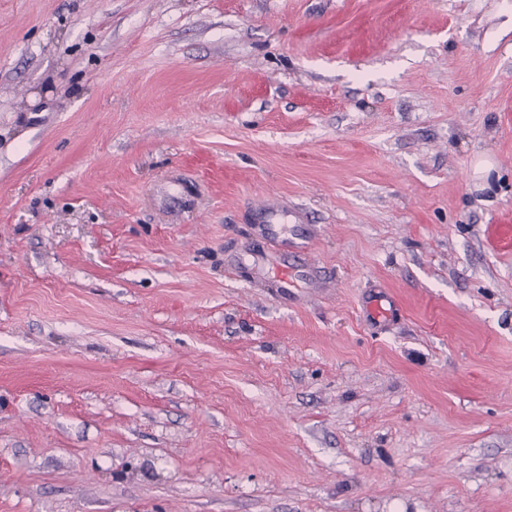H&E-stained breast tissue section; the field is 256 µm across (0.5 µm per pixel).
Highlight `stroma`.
Returning <instances> with one entry per match:
<instances>
[{
  "mask_svg": "<svg viewBox=\"0 0 512 512\" xmlns=\"http://www.w3.org/2000/svg\"><path fill=\"white\" fill-rule=\"evenodd\" d=\"M0 512H512V0H0ZM265 213V224H259V226L255 228V232H257L258 235H260L266 241L277 242L279 238L278 228L282 224L281 219L285 213L279 210L276 206L266 208Z\"/></svg>",
  "mask_w": 512,
  "mask_h": 512,
  "instance_id": "35a3bbf8",
  "label": "stroma"
}]
</instances>
